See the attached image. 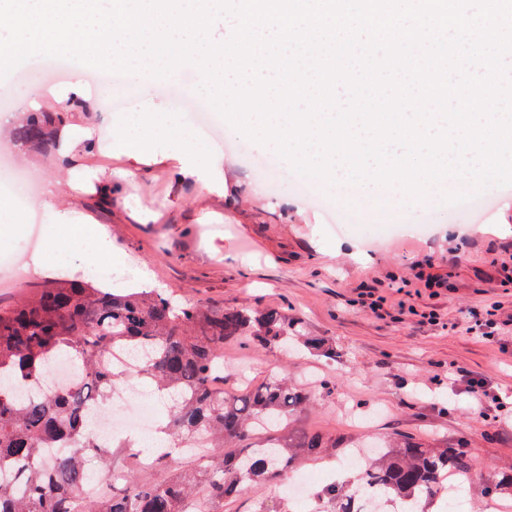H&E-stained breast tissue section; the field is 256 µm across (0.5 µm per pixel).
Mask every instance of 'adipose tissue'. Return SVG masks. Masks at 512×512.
Here are the masks:
<instances>
[{"mask_svg":"<svg viewBox=\"0 0 512 512\" xmlns=\"http://www.w3.org/2000/svg\"><path fill=\"white\" fill-rule=\"evenodd\" d=\"M113 91L102 86L89 94L82 80L57 86L43 82L33 90L31 111H39L43 101H51L60 121L53 123L50 165L65 170L66 180L48 182L44 204L49 216L48 251L61 243L82 238L85 229L78 214L87 197H97L101 206L128 211L138 223L159 222L157 210H142L131 204L123 186L137 184L157 163L166 165L172 183H192L199 198L225 200L224 171L215 157L199 153L191 133L174 136L175 113L150 98H142L136 125L112 114ZM112 156L120 167L106 173L89 166V158Z\"/></svg>","mask_w":512,"mask_h":512,"instance_id":"obj_1","label":"adipose tissue"}]
</instances>
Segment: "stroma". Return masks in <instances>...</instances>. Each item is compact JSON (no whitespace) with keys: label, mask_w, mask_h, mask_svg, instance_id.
<instances>
[{"label":"stroma","mask_w":512,"mask_h":512,"mask_svg":"<svg viewBox=\"0 0 512 512\" xmlns=\"http://www.w3.org/2000/svg\"><path fill=\"white\" fill-rule=\"evenodd\" d=\"M195 147L223 163L234 218L220 208L196 223L194 187H173L166 169L153 167L130 192L142 208H162L163 219L138 224L114 210L105 230L124 259L114 274L147 270V287L183 300L281 308L336 350L330 359L304 348L286 355L244 340L225 344V391L285 374L315 398L291 426L351 443L396 434L460 443L475 472H512V412L484 419L463 382L448 379L454 366L512 394V326L489 341L465 324L490 309L512 317V208L504 206L512 185L495 187L481 209L439 200L406 208L389 232L388 214L374 207L303 195L290 164L257 173L260 151L243 136ZM452 252L458 263H449ZM425 257V275L445 288L415 280ZM370 293L383 298L381 310L364 307ZM430 311L438 323H422ZM262 501L278 512L292 505L285 488L249 484L225 500L224 512H255Z\"/></svg>","instance_id":"1"}]
</instances>
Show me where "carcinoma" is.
<instances>
[{
  "label": "carcinoma",
  "instance_id": "cac0c4a2",
  "mask_svg": "<svg viewBox=\"0 0 512 512\" xmlns=\"http://www.w3.org/2000/svg\"><path fill=\"white\" fill-rule=\"evenodd\" d=\"M50 112H32L13 138L49 154ZM302 322L279 308L261 310L184 301L162 290L117 291L59 275L0 308V512H184L188 500L202 512H221L224 499L246 483L277 485L303 458L340 444L321 433L292 431L284 419L309 409L311 395L288 377L272 375L261 386L224 391V343L247 339L261 348L290 349V336L332 358L327 341L301 335ZM111 352L130 353V368L104 365ZM75 363L79 377L67 389L21 397L20 389L45 382L59 358ZM176 397L167 415L170 453L192 445L198 464L174 469L160 480H140L124 471L102 499L82 495L89 484L81 455H99L112 468L109 446L98 443L89 411L102 405L128 375ZM274 431L256 446L244 442L257 426ZM57 448L48 458L43 449ZM470 473L463 447L429 445L412 437L373 445L354 486L333 482L316 494L330 512H366L355 504L399 501L402 512H425L446 492L448 474Z\"/></svg>",
  "mask_w": 512,
  "mask_h": 512
}]
</instances>
